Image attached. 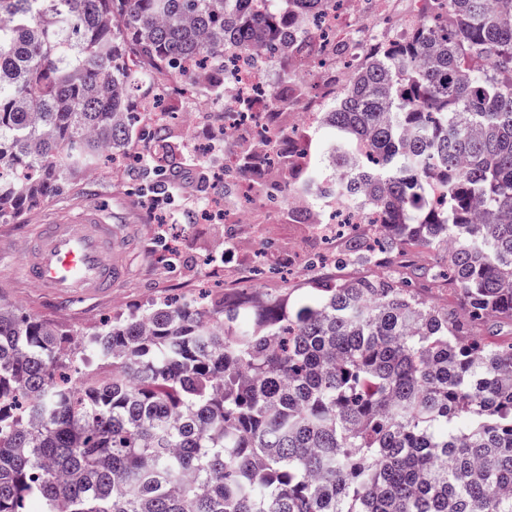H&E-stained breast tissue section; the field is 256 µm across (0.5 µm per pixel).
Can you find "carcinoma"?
I'll return each mask as SVG.
<instances>
[{
  "mask_svg": "<svg viewBox=\"0 0 512 512\" xmlns=\"http://www.w3.org/2000/svg\"><path fill=\"white\" fill-rule=\"evenodd\" d=\"M0 0V220L79 172L129 159L136 98L185 64L274 47L281 98L330 47L343 0ZM408 33L370 49L314 131L271 143L284 179L243 156L258 197L288 207L320 182L315 133L367 224L339 265L235 306L168 299L80 341L0 303V512H512V0H421ZM149 162L183 154L155 124ZM440 186L445 196L437 198ZM423 275L460 309L412 288ZM89 354L109 367H74Z\"/></svg>",
  "mask_w": 512,
  "mask_h": 512,
  "instance_id": "obj_1",
  "label": "carcinoma"
}]
</instances>
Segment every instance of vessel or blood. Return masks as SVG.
<instances>
[{
    "label": "vessel or blood",
    "instance_id": "vessel-or-blood-1",
    "mask_svg": "<svg viewBox=\"0 0 512 512\" xmlns=\"http://www.w3.org/2000/svg\"><path fill=\"white\" fill-rule=\"evenodd\" d=\"M121 243L119 227L97 211L47 218L25 244L23 276L62 305L111 293L125 274Z\"/></svg>",
    "mask_w": 512,
    "mask_h": 512
}]
</instances>
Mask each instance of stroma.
I'll return each instance as SVG.
<instances>
[{"mask_svg":"<svg viewBox=\"0 0 512 512\" xmlns=\"http://www.w3.org/2000/svg\"><path fill=\"white\" fill-rule=\"evenodd\" d=\"M168 133L180 143L185 157L181 172L172 182L192 189L191 195L177 198L173 218L159 219L142 204V191L149 184L148 164L133 171L116 168L101 178L78 177L64 192L45 199L23 219L0 222V298L23 313L54 321L70 333L81 334L98 327L103 316L125 313L164 297L192 300L204 288L208 289L212 303L221 304L235 300L248 288L261 294H276L285 287L299 293L325 276L376 275L373 267L305 266L300 253L314 254L322 248L310 225L291 222L286 212L263 201L258 204L261 219L256 233L248 238L230 235L226 224L186 223V215L197 214L213 196L209 182L199 181V171L219 168L220 157H203L198 153L199 145L209 140L207 126H199L189 138L179 121L173 120L168 124ZM88 207L98 209L106 220L128 229L126 273L109 296L64 307L22 278L25 238L47 216L71 217ZM260 249L265 252L263 273L225 287V271L252 261L255 251Z\"/></svg>","mask_w":512,"mask_h":512,"instance_id":"35a3bbf8","label":"stroma"}]
</instances>
